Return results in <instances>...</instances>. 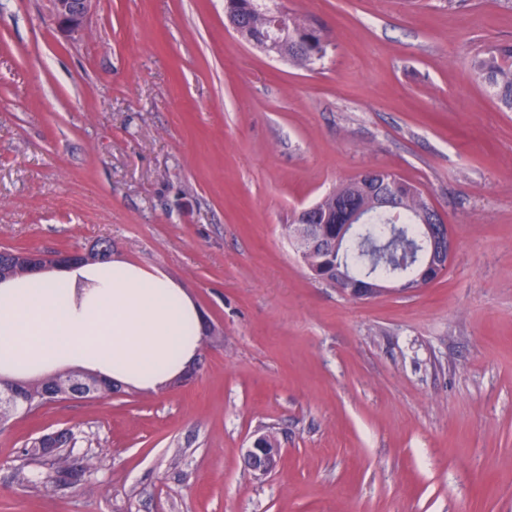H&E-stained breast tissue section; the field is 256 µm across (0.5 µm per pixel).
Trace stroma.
<instances>
[{
    "mask_svg": "<svg viewBox=\"0 0 512 512\" xmlns=\"http://www.w3.org/2000/svg\"><path fill=\"white\" fill-rule=\"evenodd\" d=\"M266 2L327 28L313 70L224 0H94L74 33L0 0V249L110 240L211 332L185 380L0 423V512H512V112L472 74L512 44V0ZM364 169L445 218L427 288L345 296L289 240ZM64 429L95 467L48 492L23 451ZM267 438L271 446L259 445V440ZM281 448L274 436L263 434L255 437L249 448L246 449L244 455L245 467L255 476H264L272 471L277 458L279 457Z\"/></svg>",
    "mask_w": 512,
    "mask_h": 512,
    "instance_id": "stroma-1",
    "label": "stroma"
}]
</instances>
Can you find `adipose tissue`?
<instances>
[{
	"label": "adipose tissue",
	"instance_id": "1",
	"mask_svg": "<svg viewBox=\"0 0 512 512\" xmlns=\"http://www.w3.org/2000/svg\"><path fill=\"white\" fill-rule=\"evenodd\" d=\"M81 279L92 286L79 302ZM200 333L183 288L123 260L0 285V367L18 377L74 366L157 388L193 362Z\"/></svg>",
	"mask_w": 512,
	"mask_h": 512
}]
</instances>
